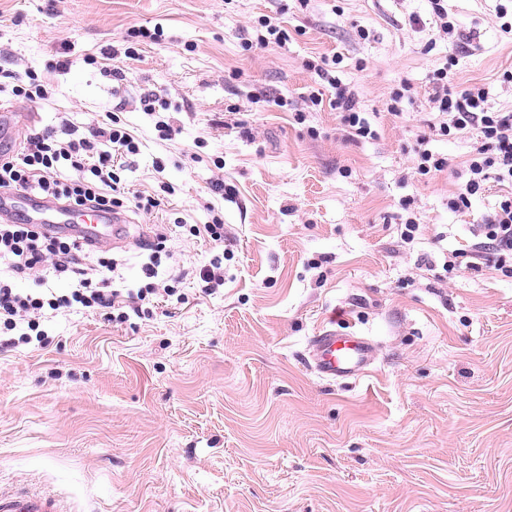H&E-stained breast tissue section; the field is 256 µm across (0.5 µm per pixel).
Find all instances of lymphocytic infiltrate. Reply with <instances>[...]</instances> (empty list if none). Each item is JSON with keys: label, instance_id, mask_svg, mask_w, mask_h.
<instances>
[{"label": "lymphocytic infiltrate", "instance_id": "lymphocytic-infiltrate-1", "mask_svg": "<svg viewBox=\"0 0 512 512\" xmlns=\"http://www.w3.org/2000/svg\"><path fill=\"white\" fill-rule=\"evenodd\" d=\"M313 70L321 85L311 89L310 102L316 106L325 103L337 111L349 135H371L369 123L357 111L354 94L338 88L329 68L317 64ZM432 84L430 101L436 116L418 138L414 174L421 180L448 168L447 158L429 150L432 136H474L466 160L467 178L454 200L456 208L465 209L484 191L488 180L512 184V113L490 111L487 88L478 83L457 85L447 68L435 71ZM328 87L335 91L330 99L324 96ZM138 151L129 130L114 124L91 129L80 137L71 128L61 136L51 131L36 133L27 138L20 152L0 153V189L24 190L78 209L109 211L130 206L148 214L159 206V199L138 192L124 194L113 166L115 156ZM65 168L72 172L66 179L60 176ZM480 234L473 256L479 258L485 250H493L497 270L512 275V196L499 201ZM97 265L102 273L98 279L87 266L84 244L76 239L47 234L36 224L0 221V328L9 333L23 324L36 331L48 309L115 308L120 292L112 286L113 262L102 257ZM20 275L34 277L36 288H16L14 279ZM51 277L70 281L69 291L56 293L47 284Z\"/></svg>", "mask_w": 512, "mask_h": 512}]
</instances>
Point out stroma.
<instances>
[{
	"mask_svg": "<svg viewBox=\"0 0 512 512\" xmlns=\"http://www.w3.org/2000/svg\"><path fill=\"white\" fill-rule=\"evenodd\" d=\"M497 3L448 0L463 50L426 0H0V65L50 84L37 104L0 96V151L114 113L139 144L123 185L162 197L151 214L127 209L114 285L146 284L148 235L165 238L160 277L179 280L145 317L51 312L42 338L0 347V493L60 512H512V277L465 255L512 186L487 182L453 209L468 137H435L447 170L410 176L436 69L453 64L512 112ZM263 15L288 43L245 50ZM157 27L160 43L125 57L130 31ZM333 53L374 137L346 139L306 100L308 62ZM58 59L67 69L47 72ZM151 93L171 109L148 115ZM216 213L222 243L189 235ZM210 267L221 281L207 292ZM331 328L375 342L368 374L310 369L309 338Z\"/></svg>",
	"mask_w": 512,
	"mask_h": 512,
	"instance_id": "obj_1",
	"label": "stroma"
}]
</instances>
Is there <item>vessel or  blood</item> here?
Wrapping results in <instances>:
<instances>
[{
  "instance_id": "b4317fda",
  "label": "vessel or blood",
  "mask_w": 512,
  "mask_h": 512,
  "mask_svg": "<svg viewBox=\"0 0 512 512\" xmlns=\"http://www.w3.org/2000/svg\"><path fill=\"white\" fill-rule=\"evenodd\" d=\"M17 210L25 211L29 219L43 224L47 232L71 235L93 244L111 240L117 226L127 221L120 214L83 212L31 193L0 199V217ZM310 344L312 368L327 380L362 375L375 357V346L370 339L336 329L312 337ZM0 512H58V508L47 497L0 495Z\"/></svg>"
}]
</instances>
